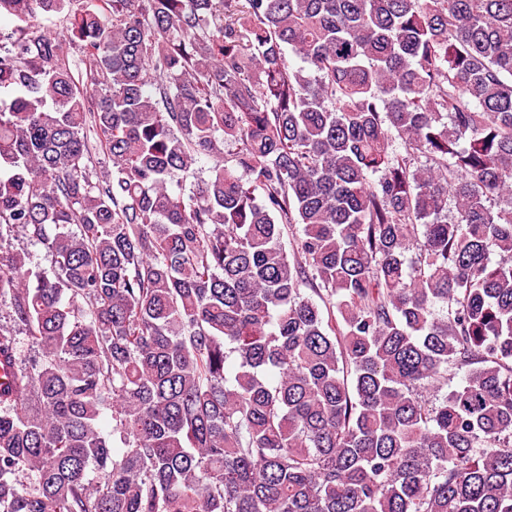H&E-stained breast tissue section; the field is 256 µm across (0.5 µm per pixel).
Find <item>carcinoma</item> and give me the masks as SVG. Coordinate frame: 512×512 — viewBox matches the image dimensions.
Here are the masks:
<instances>
[{
    "label": "carcinoma",
    "mask_w": 512,
    "mask_h": 512,
    "mask_svg": "<svg viewBox=\"0 0 512 512\" xmlns=\"http://www.w3.org/2000/svg\"><path fill=\"white\" fill-rule=\"evenodd\" d=\"M2 17L0 512H512V0ZM3 233L6 237V239H8L7 243H9L14 250L25 251V252L29 253L30 263H29L28 267H31L35 270V267H37V266H39V267H48L49 266L48 256H47L46 250L43 246L31 245L27 241V239L24 237V235L17 230H15L14 232H11L10 233L11 236H9V232H7L8 237H7L5 229L3 230Z\"/></svg>",
    "instance_id": "obj_1"
}]
</instances>
